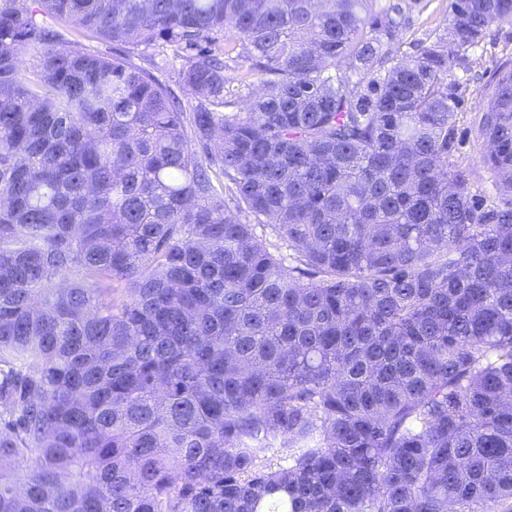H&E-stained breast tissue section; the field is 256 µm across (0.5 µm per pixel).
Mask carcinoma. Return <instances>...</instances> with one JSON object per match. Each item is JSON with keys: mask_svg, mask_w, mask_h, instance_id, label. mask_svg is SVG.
Returning <instances> with one entry per match:
<instances>
[{"mask_svg": "<svg viewBox=\"0 0 512 512\" xmlns=\"http://www.w3.org/2000/svg\"><path fill=\"white\" fill-rule=\"evenodd\" d=\"M411 9L0 0V512L512 502V198L471 193L448 81L512 0L399 57ZM487 97L512 195V68ZM47 22L63 34L64 38L68 41L67 45L69 46H76L78 48L104 53L110 56L119 52L116 45H113L112 42L83 36L76 32L73 27L69 28L64 24L56 23L50 18H47ZM152 50L149 53L140 54L137 56L131 57V61L140 67H143L147 70H150L155 75H157L161 80L169 82L171 87H173L178 94L181 96L182 101L186 105V109L188 110V106L191 105V96L186 92H181L179 87L176 85L178 70L181 67L182 61L180 60H171L169 58L167 63L162 62L161 55H154ZM159 68V69H157ZM230 66L226 73L230 79L226 84L225 91L229 99L236 100L237 108L234 110L239 111L243 109L248 96L257 88L259 76L249 73L250 64L244 59L231 62Z\"/></svg>", "mask_w": 512, "mask_h": 512, "instance_id": "carcinoma-1", "label": "carcinoma"}]
</instances>
